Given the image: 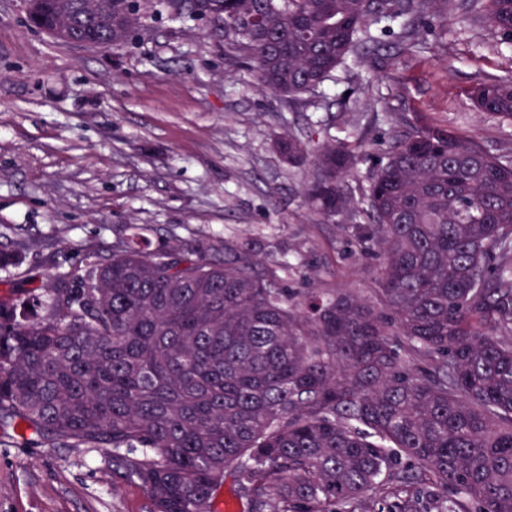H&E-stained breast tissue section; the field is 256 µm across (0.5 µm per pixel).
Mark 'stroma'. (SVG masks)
I'll list each match as a JSON object with an SVG mask.
<instances>
[{
	"label": "stroma",
	"instance_id": "stroma-1",
	"mask_svg": "<svg viewBox=\"0 0 512 512\" xmlns=\"http://www.w3.org/2000/svg\"><path fill=\"white\" fill-rule=\"evenodd\" d=\"M139 2L147 21L133 41L93 49L59 45L29 25L23 0H0V248L26 246L21 264L0 268V299L73 271L85 247L111 253L133 224L153 249L237 239L284 267L285 288L370 297L373 260L311 211L309 164H288L275 140L314 148L359 132L370 151L397 113L492 153L512 147V123L471 100L480 81L512 76V45L487 22L484 0H448L410 49L399 25L372 26L376 54L297 102L260 90L213 23L172 15L166 0ZM0 512H148V500L97 452L5 434Z\"/></svg>",
	"mask_w": 512,
	"mask_h": 512
}]
</instances>
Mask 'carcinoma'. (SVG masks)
I'll list each match as a JSON object with an SVG mask.
<instances>
[{"label":"carcinoma","instance_id":"obj_1","mask_svg":"<svg viewBox=\"0 0 512 512\" xmlns=\"http://www.w3.org/2000/svg\"><path fill=\"white\" fill-rule=\"evenodd\" d=\"M74 0L72 32L121 48L138 0ZM448 0H183L236 27L229 50L259 87L314 92L355 57L370 24L431 25ZM512 43V0H486ZM512 121V77L473 92ZM300 164L308 144L277 142ZM359 161L331 140L305 191L376 249L379 303L351 291L279 285L233 242L112 254L0 300V433L88 448L150 512H213L232 475L246 512H512V148L491 154L440 127L403 121Z\"/></svg>","mask_w":512,"mask_h":512}]
</instances>
